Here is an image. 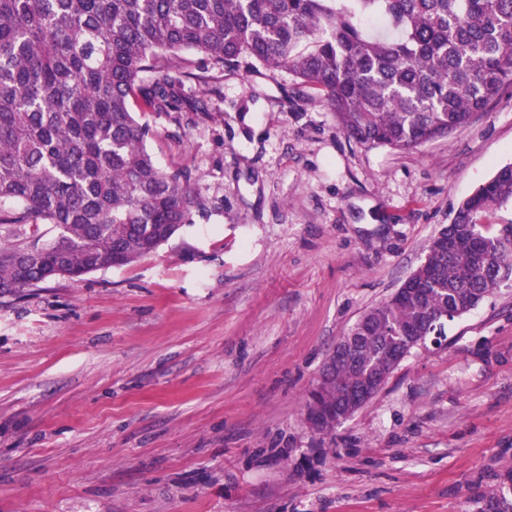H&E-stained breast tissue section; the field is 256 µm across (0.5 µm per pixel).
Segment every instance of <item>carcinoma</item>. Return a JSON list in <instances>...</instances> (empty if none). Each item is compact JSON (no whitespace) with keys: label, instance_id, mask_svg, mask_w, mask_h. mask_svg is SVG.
<instances>
[{"label":"carcinoma","instance_id":"1","mask_svg":"<svg viewBox=\"0 0 512 512\" xmlns=\"http://www.w3.org/2000/svg\"><path fill=\"white\" fill-rule=\"evenodd\" d=\"M198 55L196 59L186 53ZM247 62L318 90L339 129L367 147L405 150L449 136L512 86V0H0V224H51L25 259L0 242V287L121 267L154 253L206 204L183 168H159L144 112H204L187 82ZM512 205V164L461 203L476 251L432 241L416 287L366 311L354 357L309 396L388 372L405 337L470 312L512 277V236L483 217ZM479 512H512V470Z\"/></svg>","mask_w":512,"mask_h":512}]
</instances>
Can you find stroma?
Masks as SVG:
<instances>
[{
    "mask_svg": "<svg viewBox=\"0 0 512 512\" xmlns=\"http://www.w3.org/2000/svg\"><path fill=\"white\" fill-rule=\"evenodd\" d=\"M138 113L208 205L132 264L0 296V512H477L512 469V281L328 436L305 400L359 317L512 163V87L406 150L242 66Z\"/></svg>",
    "mask_w": 512,
    "mask_h": 512,
    "instance_id": "1",
    "label": "stroma"
}]
</instances>
